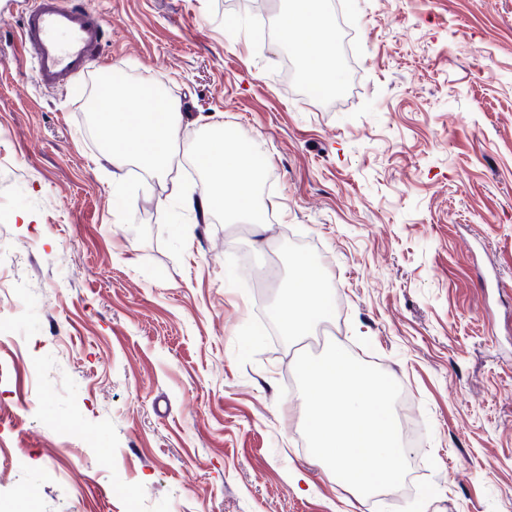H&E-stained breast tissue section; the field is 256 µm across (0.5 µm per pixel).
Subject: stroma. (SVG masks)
Returning a JSON list of instances; mask_svg holds the SVG:
<instances>
[{"mask_svg":"<svg viewBox=\"0 0 512 512\" xmlns=\"http://www.w3.org/2000/svg\"><path fill=\"white\" fill-rule=\"evenodd\" d=\"M111 37L46 90L0 0V504L8 512H512V0H329L342 94L307 101L243 0H85ZM236 17L235 33L224 27ZM162 89L265 173L262 229L207 178L112 163L83 121L104 67ZM329 336L401 386L407 494L312 463L278 325L292 258Z\"/></svg>","mask_w":512,"mask_h":512,"instance_id":"35a3bbf8","label":"stroma"}]
</instances>
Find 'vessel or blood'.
<instances>
[{"mask_svg": "<svg viewBox=\"0 0 512 512\" xmlns=\"http://www.w3.org/2000/svg\"><path fill=\"white\" fill-rule=\"evenodd\" d=\"M105 37L99 17L63 0H32L21 23L20 41L42 88L57 89L84 73Z\"/></svg>", "mask_w": 512, "mask_h": 512, "instance_id": "b4317fda", "label": "vessel or blood"}]
</instances>
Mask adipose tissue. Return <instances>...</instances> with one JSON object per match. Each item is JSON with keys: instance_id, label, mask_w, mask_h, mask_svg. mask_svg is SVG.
<instances>
[{"instance_id": "obj_1", "label": "adipose tissue", "mask_w": 512, "mask_h": 512, "mask_svg": "<svg viewBox=\"0 0 512 512\" xmlns=\"http://www.w3.org/2000/svg\"><path fill=\"white\" fill-rule=\"evenodd\" d=\"M333 27L327 0H289L280 19L279 37L300 52L307 73L316 77L333 57ZM97 102L98 129L107 158L116 162L135 160L153 174L168 172L180 126L173 117L164 123L155 121L159 101L154 95L143 89L131 94L123 86L110 83L99 88ZM130 102L137 106V118L132 122L123 113ZM195 150L209 153L210 171L218 188L200 201L186 198V206L210 213L219 211L236 221L260 223L254 202L259 170L241 138L228 134L219 147L201 142ZM295 266L300 276L292 281L277 311L283 333L290 339L310 333L329 297L316 262L300 256Z\"/></svg>"}]
</instances>
